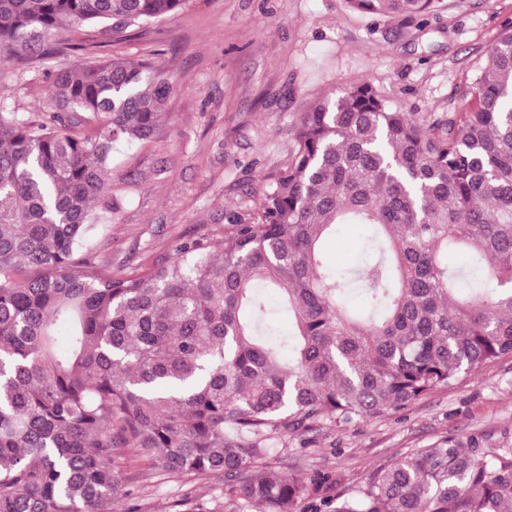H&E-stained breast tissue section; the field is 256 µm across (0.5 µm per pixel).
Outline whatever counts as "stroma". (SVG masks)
Returning <instances> with one entry per match:
<instances>
[{
	"label": "stroma",
	"mask_w": 512,
	"mask_h": 512,
	"mask_svg": "<svg viewBox=\"0 0 512 512\" xmlns=\"http://www.w3.org/2000/svg\"><path fill=\"white\" fill-rule=\"evenodd\" d=\"M510 23L512 0H445L411 22L352 12L346 0H188L121 41L78 31L91 58L150 56L176 82L154 137L113 156L121 208L106 224L102 257L113 274L141 271L169 260L182 239L220 243L229 215L256 217L261 174L287 160L301 112L332 89L367 80L408 112L444 120L465 111L478 64ZM76 62L57 57L29 69L9 104L35 112L46 71ZM473 437L489 451L512 448L511 355L399 412L289 438L269 463L309 485L296 512H317L414 449ZM129 473L132 494L113 512H168L183 494L207 501L224 489L220 478L184 482L134 465Z\"/></svg>",
	"instance_id": "stroma-1"
}]
</instances>
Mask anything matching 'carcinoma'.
<instances>
[{
	"mask_svg": "<svg viewBox=\"0 0 512 512\" xmlns=\"http://www.w3.org/2000/svg\"><path fill=\"white\" fill-rule=\"evenodd\" d=\"M412 19L444 0H346ZM186 0H0V88L20 67L120 33ZM37 116L0 104V512H112L128 464L224 502L295 512L309 491L263 460L289 435L407 408L512 354V26L441 123L392 107L369 81L310 103L252 221L216 246L114 276L90 232L114 214L118 142L149 140L175 90L148 59L48 75ZM361 224L347 270L324 243ZM364 302L351 306L354 283ZM288 315L280 334L275 317ZM329 512H512V448L444 440L378 469Z\"/></svg>",
	"mask_w": 512,
	"mask_h": 512,
	"instance_id": "1",
	"label": "carcinoma"
}]
</instances>
